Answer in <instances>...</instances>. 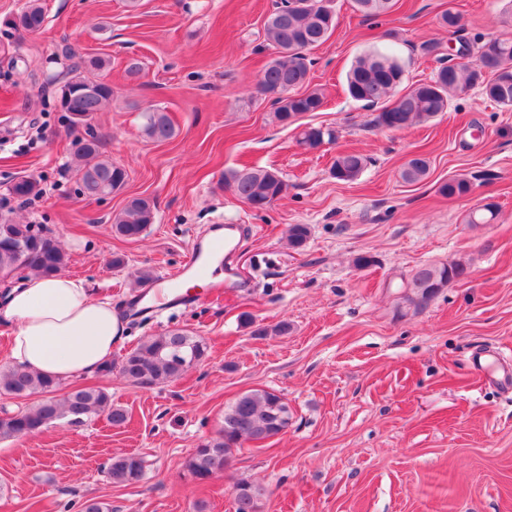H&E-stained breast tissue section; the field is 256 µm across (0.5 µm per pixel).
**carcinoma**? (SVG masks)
Masks as SVG:
<instances>
[{
    "label": "carcinoma",
    "mask_w": 512,
    "mask_h": 512,
    "mask_svg": "<svg viewBox=\"0 0 512 512\" xmlns=\"http://www.w3.org/2000/svg\"><path fill=\"white\" fill-rule=\"evenodd\" d=\"M394 6L393 0H354L355 10L365 17L387 13ZM44 22L42 8L35 0H30L15 25L35 33L42 29ZM336 25V15L323 0H284L282 6L267 17L264 28L275 57L261 71L258 86L272 99L273 117L279 124L285 126L288 117H300L323 107L324 95L320 89L308 88L311 66L308 53L324 44ZM403 77L404 68L397 57L373 50L352 64L346 75V90L350 97L365 106L380 107L373 123L385 130H403L429 121L447 111L451 95L471 88L479 89L484 98L500 108L512 111V38L489 40L477 48L472 60L444 64L428 82L405 88ZM58 97L73 128V116L91 118L112 101V91L89 76L75 75L59 87ZM143 130L154 141L174 136V128L161 109L146 113ZM335 139L336 131L332 128L308 126L299 133L298 142L307 150ZM74 154L88 160L77 172L83 193L98 196L118 191L126 183V169L102 157L99 136L84 141L76 138ZM364 166L362 155L341 153L333 162L332 176L338 181L352 182ZM429 172V160L414 155L404 164L400 177L407 183H416L426 179ZM224 185L247 205L279 200L288 190V184L278 171L264 167L226 171ZM470 190L471 181L465 177L451 178L439 187V192L445 196L461 197ZM8 191L14 198L29 199L41 193L40 182L36 180L28 188L12 184ZM495 215V204L488 203L469 213L467 221L486 224ZM155 217L153 200L132 197L113 218L112 233L126 240H138L146 235ZM309 236V225H288V242L293 248L301 249ZM68 261V253L43 225L22 224L8 215L0 216V281L3 284L9 285L14 277L30 272L45 276L58 274L65 271ZM466 274L467 267L461 263L421 266L401 279L403 299L416 308L423 306L450 282ZM207 350L202 337L187 329L175 328L144 337L119 365L108 362L100 373L109 376L116 368L133 386L165 385L202 362ZM59 385L60 381L25 368H0L1 396L43 395L35 408L0 417V441L32 436L58 422L80 426L103 416L110 425L121 427L128 421V412L113 404L105 389L76 387L57 399L53 393ZM292 415L288 401L274 391L253 389L242 393L224 408L223 426L217 436L198 444L188 458L187 474L199 484L207 483L224 471L243 442H258L280 435ZM106 474L116 484H136L144 478V461L134 454L115 455L107 463ZM267 494V489L261 485L238 482L234 512H261Z\"/></svg>",
    "instance_id": "carcinoma-1"
}]
</instances>
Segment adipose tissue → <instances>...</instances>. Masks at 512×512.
Instances as JSON below:
<instances>
[{
    "mask_svg": "<svg viewBox=\"0 0 512 512\" xmlns=\"http://www.w3.org/2000/svg\"><path fill=\"white\" fill-rule=\"evenodd\" d=\"M0 319L11 327V363L61 380L97 372L126 330L110 299L66 274L27 277L7 293Z\"/></svg>",
    "mask_w": 512,
    "mask_h": 512,
    "instance_id": "1",
    "label": "adipose tissue"
}]
</instances>
